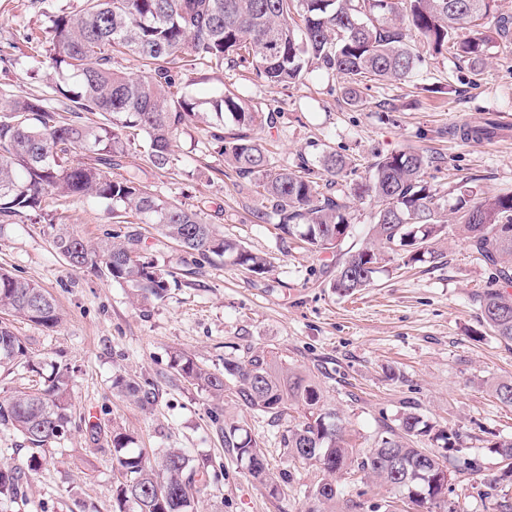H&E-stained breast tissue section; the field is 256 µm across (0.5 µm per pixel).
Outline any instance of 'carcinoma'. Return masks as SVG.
<instances>
[{"mask_svg":"<svg viewBox=\"0 0 512 512\" xmlns=\"http://www.w3.org/2000/svg\"><path fill=\"white\" fill-rule=\"evenodd\" d=\"M494 0H84L75 12L55 16L49 26V58L57 78L53 96L14 98L0 95V217L10 218L41 208L50 194L104 201L119 224H151L188 255L219 259L255 275L268 272L266 257L219 234L202 222L200 212L184 209L154 193L123 168L131 140L127 130L144 134V149L158 170L174 166L172 142L180 129L207 106L218 120L237 131L215 126L211 137L223 143L224 159L250 179L266 205L256 213L264 223L276 221L286 235L311 252H333L352 236L350 199L376 204L362 246L329 282L334 292L350 296L369 287L391 262L404 266L437 263L442 245L461 236L485 264L487 289L478 303L486 329L512 344V192L483 196L461 184L455 202L442 197L425 180L432 163L411 150L377 154L370 175L349 178L346 158L326 151L320 165L338 189L322 191L302 161L295 169L275 165L270 152L249 131L277 127L280 112H257L237 93L225 91L207 102L175 94L178 74L200 65L224 63L252 70L257 79L289 86L315 65L345 78L349 104L360 102L364 81L404 80L424 58L412 44L416 37L435 54L448 51L456 29L487 19ZM492 42L480 32L456 46L474 67L484 64ZM129 56L139 72L115 68ZM98 113L101 122L82 120ZM469 142L495 139L497 125L459 128ZM81 151L86 160L72 159ZM52 243L77 270H104L131 288L137 300L159 299L171 271L145 256L135 234L115 232L91 245L65 224H52ZM27 320L53 330L63 315L43 288L0 271V369L22 368L39 377V385L0 401V427L12 429L31 445L27 467L61 440L71 424V370L66 365L31 356L27 341L7 318ZM177 373L220 403L224 393L236 405L275 424L293 407L300 420L283 436L291 461L313 463L326 474L306 495L302 512H363L364 504L345 498L340 479L358 473L387 487L425 512H458L445 496L441 476L461 477L477 461L452 462L445 451L458 445L457 430L425 418L414 406L396 424L382 423L370 447L360 449L345 439L344 420L325 408L312 377L283 366L272 353L251 347L243 355L224 356V371L200 366L187 352L176 350ZM427 441L430 447L419 443ZM134 438L112 431L113 459L123 475L116 489V510L127 512H195V499L207 484L196 476L205 467L179 448L154 460L130 448ZM501 458V475L484 483L481 496L493 499L499 512H512L506 481L512 479V439L493 444ZM224 451L274 494L278 484L269 472L260 443L251 431L224 421ZM24 472L0 462V502L25 496Z\"/></svg>","mask_w":512,"mask_h":512,"instance_id":"1","label":"carcinoma"}]
</instances>
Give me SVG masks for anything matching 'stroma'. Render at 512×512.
Returning <instances> with one entry per match:
<instances>
[{
  "mask_svg": "<svg viewBox=\"0 0 512 512\" xmlns=\"http://www.w3.org/2000/svg\"><path fill=\"white\" fill-rule=\"evenodd\" d=\"M82 0H0V93L48 94L54 71L46 56H33L31 40H48L51 19L79 10ZM486 66L473 69L453 54L427 57L404 82H364L362 102L342 97V77L314 70L296 86L270 85L250 71L226 65L184 71L175 90L199 99L225 90L259 111L279 110L278 129H254L279 165L307 161L319 184L330 181L319 164L324 147L344 155L354 176L368 174L374 154L402 149L431 156L426 179L444 198L459 182L484 194L512 191V38L497 40ZM497 121L494 141L474 144L453 136L461 124ZM216 119L203 112L177 135L175 169L157 170L142 147L124 160L161 197L202 208L206 223L225 237L265 254L273 268L256 276L245 270L191 258L147 224L130 225L142 249L171 271L163 298L133 301L129 289L103 273L75 270L56 252L48 224L62 217L70 231L95 244L115 231L106 205L49 196L40 217L16 216L0 225V269L44 288L64 319L48 331L14 321L37 355L74 369L73 419L67 434L41 466L27 471L26 502L11 512H112L120 474L112 464L113 429L130 433L147 458L180 448L211 462L208 488L197 512H301L305 491L323 473L312 464H289L280 425L241 410L232 398L227 419L249 428L279 481L277 495L256 483L224 452V425L213 401L171 367L182 349L202 366L223 370L226 346L274 352L283 364L310 370L328 407L339 411L352 445L370 446L381 422H394L412 405L426 418L455 428L461 454L482 468L466 481L451 479L452 500L462 512H495L478 494L495 470L493 438L512 437V407L494 387L512 380V345L487 333L477 297L486 286L484 263L462 238L446 243L445 264L388 268L373 286L341 297L329 287L338 264L358 250L373 204L351 201L357 226L341 250L318 254L284 238L275 225L256 222L262 206L249 180L225 164L211 136ZM123 377L149 399L117 393Z\"/></svg>",
  "mask_w": 512,
  "mask_h": 512,
  "instance_id": "1",
  "label": "stroma"
}]
</instances>
